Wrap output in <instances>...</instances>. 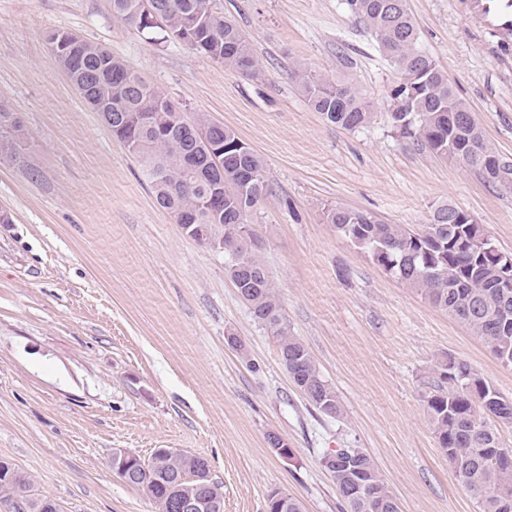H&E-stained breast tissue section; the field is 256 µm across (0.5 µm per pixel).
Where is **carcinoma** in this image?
<instances>
[{"label":"carcinoma","mask_w":512,"mask_h":512,"mask_svg":"<svg viewBox=\"0 0 512 512\" xmlns=\"http://www.w3.org/2000/svg\"><path fill=\"white\" fill-rule=\"evenodd\" d=\"M207 3L111 0L112 15L123 24L142 31L158 28L166 40L177 39L243 75H258L260 60L242 30L212 12ZM344 4L401 73L402 82L391 91L401 102L388 111L391 125L437 157L478 171L485 159L498 158L478 124L468 120L471 112L448 77L420 46L406 0ZM48 43L70 81L87 91L85 102L112 114L113 134L138 162L157 206L173 214L178 224L210 225L223 240L228 276L240 280L252 318L276 336L281 362L295 373L307 401L326 416L340 415L336 391L304 342L288 329L277 288L255 249L245 244V237L254 236L247 217L267 191L261 158L229 127L215 129L207 117L187 121L165 94L104 47L66 32L51 33ZM294 73L310 107L327 122L357 130L375 120L373 103L352 86L332 83L301 63L294 66ZM140 115L150 116L152 123L136 124ZM10 122L9 112L0 107V146L6 151L13 148ZM215 147L224 148V206L218 213L207 204L218 180L202 177L213 167ZM325 218L338 233L357 240L356 247L388 276L465 324L503 365L512 367V266L505 267L489 251L467 247L470 224L460 209L447 204L437 208L419 230L386 224L370 212L341 205L327 209ZM435 371L448 382V388L427 397L440 450L454 464L479 512H512V462L499 455L504 450L499 429L512 427V405H500L503 397L455 357L442 358ZM348 455L367 474L379 499L393 504L389 512H399L374 460L353 448ZM131 468L140 471V477L127 484L141 489L156 512H174L172 502L182 490L206 499L214 484L208 472H200L197 457L186 452L157 451L148 461L136 457ZM332 481L348 512H372L366 496L350 490L342 472H336ZM30 487L29 478L16 469L11 482L0 483V494L19 498L23 512H39L45 496L30 493Z\"/></svg>","instance_id":"1"}]
</instances>
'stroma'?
<instances>
[{
	"instance_id": "1",
	"label": "stroma",
	"mask_w": 512,
	"mask_h": 512,
	"mask_svg": "<svg viewBox=\"0 0 512 512\" xmlns=\"http://www.w3.org/2000/svg\"><path fill=\"white\" fill-rule=\"evenodd\" d=\"M261 60L256 77L118 21L110 0H0V106L18 118L0 157V458L63 512H155L112 471L114 451L205 458L224 512H266L279 489L303 512H346L321 458L360 448L400 512H479L424 403L451 355L512 400L503 366L466 326L391 278L327 224L328 207L418 229L449 203L512 254V181L490 183L388 121L401 79L344 0H210ZM420 44L512 166V46L463 0H407ZM65 31L110 49L188 117L231 127L261 158L269 194L248 222L291 333L342 406L330 418L290 380L222 251L186 237L134 158L49 51ZM375 106L347 130L314 112L295 63ZM245 351L226 343L227 333ZM280 434L291 450L269 447Z\"/></svg>"
}]
</instances>
